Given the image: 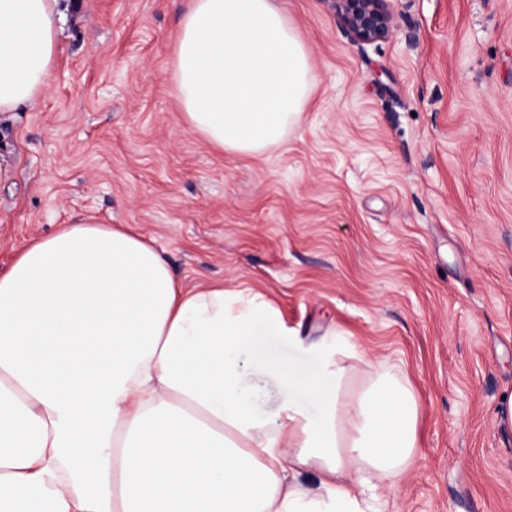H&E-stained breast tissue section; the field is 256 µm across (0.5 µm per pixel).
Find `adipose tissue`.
Returning a JSON list of instances; mask_svg holds the SVG:
<instances>
[{
	"label": "adipose tissue",
	"instance_id": "1",
	"mask_svg": "<svg viewBox=\"0 0 512 512\" xmlns=\"http://www.w3.org/2000/svg\"><path fill=\"white\" fill-rule=\"evenodd\" d=\"M68 0H0V112L38 107ZM171 78L230 155L282 144L316 74L279 0H189ZM280 313L249 288H186L149 242L67 224L0 273V512H378L418 446L412 385L366 362L273 365L322 407L254 413L243 347Z\"/></svg>",
	"mask_w": 512,
	"mask_h": 512
}]
</instances>
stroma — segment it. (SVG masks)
Segmentation results:
<instances>
[{
	"label": "stroma",
	"instance_id": "obj_1",
	"mask_svg": "<svg viewBox=\"0 0 512 512\" xmlns=\"http://www.w3.org/2000/svg\"><path fill=\"white\" fill-rule=\"evenodd\" d=\"M317 84L252 159L187 124L171 80L187 0H79L36 110L0 114V271L88 219L130 229L190 288H250L289 336L253 339L258 415L308 395L328 331L409 381L413 464L386 512H512V0H393L354 42L332 0H281Z\"/></svg>",
	"mask_w": 512,
	"mask_h": 512
}]
</instances>
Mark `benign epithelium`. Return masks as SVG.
<instances>
[{"label": "benign epithelium", "instance_id": "obj_1", "mask_svg": "<svg viewBox=\"0 0 512 512\" xmlns=\"http://www.w3.org/2000/svg\"><path fill=\"white\" fill-rule=\"evenodd\" d=\"M392 0H333L336 16L355 42L388 38L393 28Z\"/></svg>", "mask_w": 512, "mask_h": 512}]
</instances>
